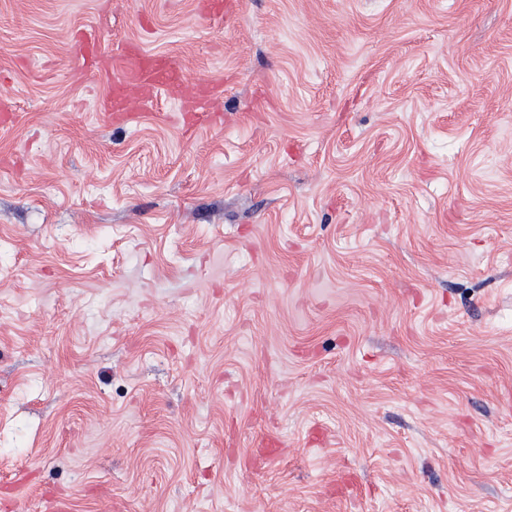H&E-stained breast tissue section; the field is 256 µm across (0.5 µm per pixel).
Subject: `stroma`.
<instances>
[{"label":"stroma","instance_id":"stroma-1","mask_svg":"<svg viewBox=\"0 0 512 512\" xmlns=\"http://www.w3.org/2000/svg\"><path fill=\"white\" fill-rule=\"evenodd\" d=\"M198 2L0 0V512H512V0ZM104 71L118 73L110 94L101 101L105 112H127L133 97L148 101L158 91L181 92L182 82L173 60L164 54L128 49L106 55ZM101 70V71H102Z\"/></svg>","mask_w":512,"mask_h":512}]
</instances>
